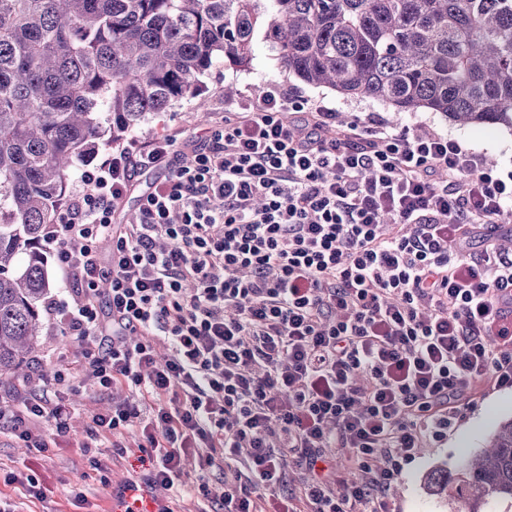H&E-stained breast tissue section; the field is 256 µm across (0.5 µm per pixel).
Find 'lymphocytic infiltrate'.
<instances>
[{"mask_svg":"<svg viewBox=\"0 0 512 512\" xmlns=\"http://www.w3.org/2000/svg\"><path fill=\"white\" fill-rule=\"evenodd\" d=\"M307 103L273 88L205 129L188 166L175 136L130 140L81 173L45 238L74 280L48 318L95 341L79 365L100 389L136 395L93 419L147 443L144 482L117 489L124 512H147L149 488L167 493L156 512L184 496L194 512H391L392 483L460 397L512 386V256L469 251L472 228L492 236L512 205V172L441 133L326 137L336 112ZM68 413L44 391L0 397L29 448ZM333 448L357 476H337ZM293 468L300 495L280 496ZM163 175L164 173L162 171H156L141 177L138 182L134 183L123 203L117 208L114 218L112 219L113 223L126 224L130 222L131 215L136 211L138 196L146 190L151 183L161 179Z\"/></svg>","mask_w":512,"mask_h":512,"instance_id":"f902f5d3","label":"lymphocytic infiltrate"}]
</instances>
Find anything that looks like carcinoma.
<instances>
[{
	"label": "carcinoma",
	"instance_id": "obj_1",
	"mask_svg": "<svg viewBox=\"0 0 512 512\" xmlns=\"http://www.w3.org/2000/svg\"><path fill=\"white\" fill-rule=\"evenodd\" d=\"M260 26L308 84L512 130V0H0V377L43 335L41 244L80 165L247 66ZM425 484L455 512L512 503V419Z\"/></svg>",
	"mask_w": 512,
	"mask_h": 512
}]
</instances>
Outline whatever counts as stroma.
I'll return each mask as SVG.
<instances>
[{
  "label": "stroma",
  "mask_w": 512,
  "mask_h": 512,
  "mask_svg": "<svg viewBox=\"0 0 512 512\" xmlns=\"http://www.w3.org/2000/svg\"><path fill=\"white\" fill-rule=\"evenodd\" d=\"M292 87L311 104L338 112V122L347 126L379 120L397 130L444 133L466 148L492 160L499 173L512 171V131L497 126L461 127L430 111L398 112L366 97L347 98L335 90L308 84L281 68L276 51L256 31L249 67L220 65L202 78L200 90L168 111L144 122L137 129L140 140L173 134L179 143L191 141L201 130L223 123L238 110L241 100L260 105L271 87ZM87 342L68 335L61 326L45 322L44 334L34 353L44 363V376L61 371L69 384L57 398L72 410L65 434L53 447L27 448L17 442L6 425H0V498L21 503L23 512H120L115 491L125 479H141L143 471L122 446L138 441L137 428L108 432L95 427L94 415L111 411L112 403L125 399V392L100 391L78 369L77 361ZM512 416V387L486 384L463 400L458 414L443 438L428 440L419 455L406 466L389 492L396 512H447L448 505L430 496L424 477L433 467L452 465L466 452L479 448L495 423ZM33 469L48 490L44 501H27L20 485L6 483L9 474Z\"/></svg>",
  "instance_id": "stroma-1"
}]
</instances>
